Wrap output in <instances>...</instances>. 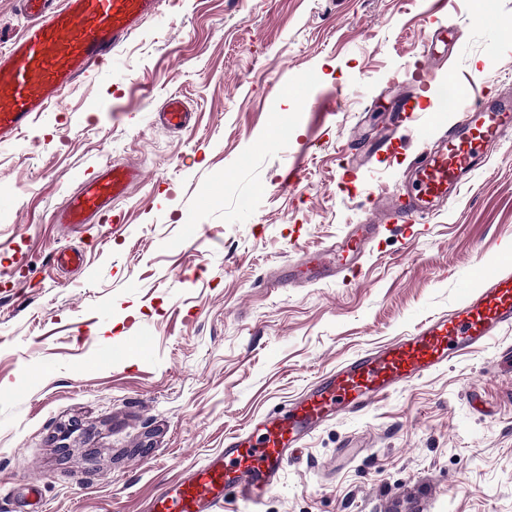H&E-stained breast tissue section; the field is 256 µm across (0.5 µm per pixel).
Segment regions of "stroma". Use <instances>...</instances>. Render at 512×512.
I'll return each mask as SVG.
<instances>
[{
  "label": "stroma",
  "instance_id": "1",
  "mask_svg": "<svg viewBox=\"0 0 512 512\" xmlns=\"http://www.w3.org/2000/svg\"><path fill=\"white\" fill-rule=\"evenodd\" d=\"M167 0L0 143V512H143L226 436L287 411L344 359L448 312L512 249V139L415 237L385 233L352 282L293 283L306 254L398 191L425 130L512 88V0ZM461 32L448 65L420 57ZM183 96L192 121L157 112ZM416 119L374 152L390 103ZM335 100L332 112L309 102ZM360 160L357 179L340 164ZM120 228L52 221L112 162ZM81 251L60 268L57 250ZM512 329L306 438L260 505L223 512H512Z\"/></svg>",
  "mask_w": 512,
  "mask_h": 512
}]
</instances>
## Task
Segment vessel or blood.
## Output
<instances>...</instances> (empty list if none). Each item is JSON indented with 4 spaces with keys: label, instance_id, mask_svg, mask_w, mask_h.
Instances as JSON below:
<instances>
[{
    "label": "vessel or blood",
    "instance_id": "1",
    "mask_svg": "<svg viewBox=\"0 0 512 512\" xmlns=\"http://www.w3.org/2000/svg\"><path fill=\"white\" fill-rule=\"evenodd\" d=\"M26 19L20 37L0 52V142L29 126L63 91L108 65L113 50L165 0H18ZM460 122L415 153L414 180L405 194L373 202L374 218L348 231L335 246L304 261L299 272L318 281H348L361 270L371 244L390 225L412 230L432 202L459 193L478 170L482 147L512 137V92L498 91L478 103L460 101ZM189 112L176 95L162 117L172 129L186 125ZM136 178L124 164H110L70 193L56 217L60 224H120L114 204ZM512 328V272L489 271L478 291L467 293L448 313L432 316L392 341L357 354L320 376L287 413L266 417L247 436L229 435L207 465L162 484L146 512H223L224 497L236 491L260 502L275 487L291 447L323 422L360 413L395 391L443 367Z\"/></svg>",
    "mask_w": 512,
    "mask_h": 512
}]
</instances>
